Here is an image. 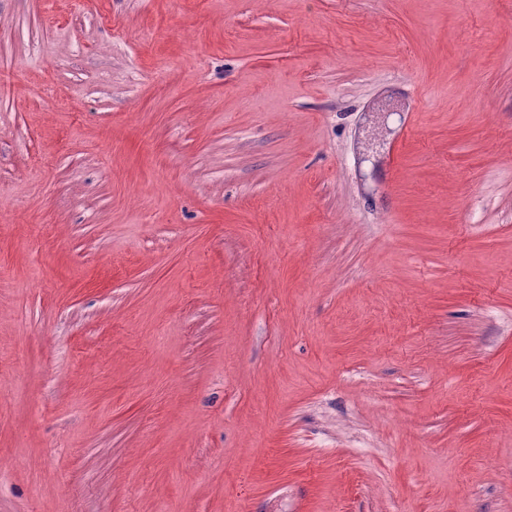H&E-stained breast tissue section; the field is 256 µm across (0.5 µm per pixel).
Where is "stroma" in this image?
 <instances>
[{
	"label": "stroma",
	"instance_id": "35a3bbf8",
	"mask_svg": "<svg viewBox=\"0 0 512 512\" xmlns=\"http://www.w3.org/2000/svg\"><path fill=\"white\" fill-rule=\"evenodd\" d=\"M0 269V512H512V0H0Z\"/></svg>",
	"mask_w": 512,
	"mask_h": 512
}]
</instances>
